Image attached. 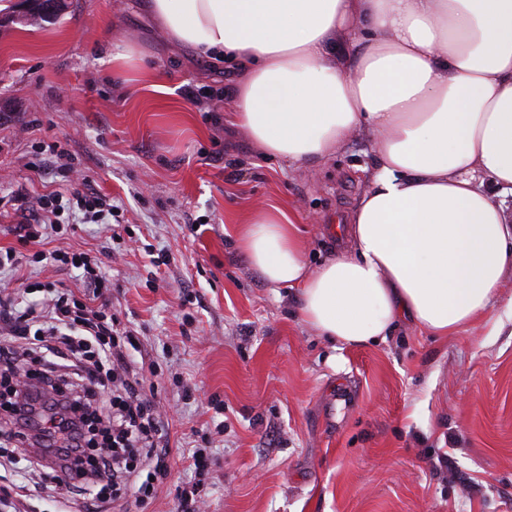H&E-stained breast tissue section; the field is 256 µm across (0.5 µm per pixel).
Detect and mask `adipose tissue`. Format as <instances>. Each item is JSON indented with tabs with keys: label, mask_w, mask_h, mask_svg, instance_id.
<instances>
[{
	"label": "adipose tissue",
	"mask_w": 512,
	"mask_h": 512,
	"mask_svg": "<svg viewBox=\"0 0 512 512\" xmlns=\"http://www.w3.org/2000/svg\"><path fill=\"white\" fill-rule=\"evenodd\" d=\"M170 38L238 62L229 120L306 173L367 130L345 248L309 267L273 206L233 243L334 349L483 320L512 273V0H151Z\"/></svg>",
	"instance_id": "ef3b65f1"
}]
</instances>
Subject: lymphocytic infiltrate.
<instances>
[{"mask_svg":"<svg viewBox=\"0 0 512 512\" xmlns=\"http://www.w3.org/2000/svg\"><path fill=\"white\" fill-rule=\"evenodd\" d=\"M48 150L65 188L40 196L34 223L14 227L33 246L61 232L64 213L80 211L88 224L112 215L100 195L75 188L67 150L57 143ZM50 258L79 270L81 291L30 282L0 293V378L17 385L0 410L17 427L16 459L29 472H56L71 494L102 483L156 494L171 448L155 385L133 357L141 340L113 313L110 281L96 258L60 248Z\"/></svg>","mask_w":512,"mask_h":512,"instance_id":"lymphocytic-infiltrate-1","label":"lymphocytic infiltrate"}]
</instances>
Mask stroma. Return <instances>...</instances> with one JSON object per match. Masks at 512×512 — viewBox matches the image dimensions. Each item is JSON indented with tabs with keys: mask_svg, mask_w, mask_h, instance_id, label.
Instances as JSON below:
<instances>
[{
	"mask_svg": "<svg viewBox=\"0 0 512 512\" xmlns=\"http://www.w3.org/2000/svg\"><path fill=\"white\" fill-rule=\"evenodd\" d=\"M148 0H66L31 23L0 0V247H19L18 277L76 289L75 272L35 262L9 228L34 217L54 172H33L32 146L57 141L117 211L112 228L78 224L60 248L96 256L112 310L131 321L156 396L169 412V474L156 498L106 512H175L193 477L185 458L212 441L202 512H512V300L448 337L407 326L386 341L333 351L301 320L293 291L269 287L225 233L270 205L306 229L307 261L339 245L366 187L370 135L315 174L261 155L226 125L237 74L173 42ZM142 50L137 70L106 62L113 43ZM168 94L147 93V79ZM223 89L210 111L186 98ZM195 387L183 403L180 384ZM0 475L27 486L0 512H85L50 478L0 449Z\"/></svg>",
	"mask_w": 512,
	"mask_h": 512,
	"instance_id": "stroma-1",
	"label": "stroma"
}]
</instances>
